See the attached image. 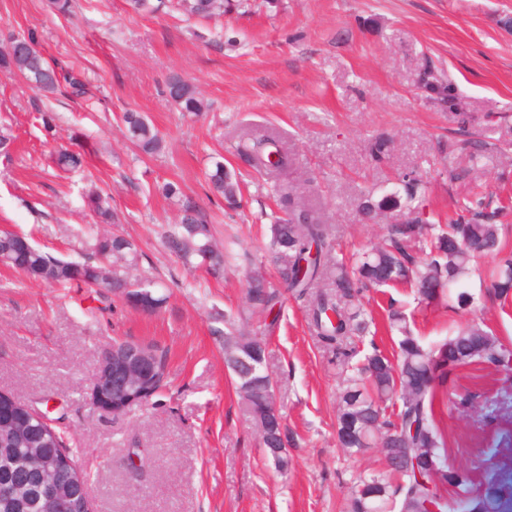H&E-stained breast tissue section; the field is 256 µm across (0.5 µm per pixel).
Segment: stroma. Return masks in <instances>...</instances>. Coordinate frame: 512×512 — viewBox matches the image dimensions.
<instances>
[{"instance_id":"obj_1","label":"stroma","mask_w":512,"mask_h":512,"mask_svg":"<svg viewBox=\"0 0 512 512\" xmlns=\"http://www.w3.org/2000/svg\"><path fill=\"white\" fill-rule=\"evenodd\" d=\"M34 32L42 54L80 72L97 94L88 102L44 96L0 74V127L15 142L0 152V229L31 233L68 256L96 218L81 195L97 186L112 199L140 267L165 295L154 312L85 288L65 290L0 267V391L47 412L71 438L87 475L92 512H346L352 481L384 469L377 450L349 456L337 442L341 376L311 334L305 308L282 296L268 367L288 438V472H276L243 415L212 316L244 307L245 273L275 278L267 251L280 175L240 163V138L272 137L312 181L305 204L331 229V253L348 257L382 242L395 214L364 222L362 191L383 193L402 176L425 185L431 222H446L482 199L496 210L512 199V0H252L244 14L184 21L176 12L131 11L125 0H74L69 14L46 0H0V46ZM458 94L443 111L420 87L424 68ZM193 83L208 108L195 116L163 95L172 74ZM146 114L165 140L152 157L123 137L127 110ZM43 111L57 116L45 135ZM389 152L374 161L372 141ZM86 151L83 172L54 170L59 148ZM242 172V206L210 196L215 157ZM166 181L211 216L217 244L233 243L224 272L187 270L162 244L177 208L157 190ZM493 256L469 282L474 308L420 302L413 287L371 288L363 303L376 334L363 351L393 355L386 310L414 320L435 345L469 322L512 347V297L489 293ZM151 343L167 354L168 389L159 404L118 417L90 414L87 398L101 347L112 338ZM437 410L449 466L482 483L499 474L498 498L512 512V369L475 362L448 373Z\"/></svg>"}]
</instances>
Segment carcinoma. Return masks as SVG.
I'll return each mask as SVG.
<instances>
[{"instance_id":"obj_1","label":"carcinoma","mask_w":512,"mask_h":512,"mask_svg":"<svg viewBox=\"0 0 512 512\" xmlns=\"http://www.w3.org/2000/svg\"><path fill=\"white\" fill-rule=\"evenodd\" d=\"M249 0H173V7L187 18L213 19L245 9ZM0 73L19 76L44 94H54L66 84L71 95L89 94L86 83L73 73H61L36 48L33 35H14L0 50ZM424 91L442 109L457 112L460 100L454 89L426 70L421 78ZM167 100L179 111L200 113L206 104L196 87L175 74L166 84ZM126 138L145 156L163 149V138L141 112L123 113ZM238 155L256 169L282 173L290 168L288 154L274 140L248 139L238 146ZM53 163L64 172L84 167L80 153L60 149ZM210 192L224 199L230 208L241 203L239 174L224 162L213 160L206 173ZM419 180L404 181L403 191L392 190L376 198L363 196L359 207L368 220L394 212L401 220L388 227L385 242L358 254L346 262L331 263L330 229L320 214L298 203L297 186L285 178L276 188V202L282 216L271 224L270 251L277 266L280 283L297 298L309 301L308 325L317 342L336 359L345 372L344 388L336 414L339 443L351 455H363L375 448L390 459L391 444L403 436V447L424 463L422 478L415 472L397 471L360 474L353 480L347 512H427L434 506L439 512H489L494 498L495 480L488 476L485 492L473 489L470 476L446 463L445 442L439 430L436 406L440 387L448 377V352L461 356L457 366L485 361L497 366H512V350L491 331L472 322L460 327L445 341L426 346L412 328L407 314L388 309L390 330L396 338L397 358L390 359L373 348L358 365L352 364L359 350L355 339L369 333L370 323L359 302L363 289L412 283L419 299L443 303L465 310L475 297L466 288L478 263L501 251V225L495 213L482 204L466 207L448 225L432 224L421 217ZM162 193L180 202L175 223L164 231L168 248L183 262L218 272L224 255L214 242L213 223L182 187L166 182ZM85 205L101 224H117L109 197L91 189ZM423 257L414 255V252ZM0 264L24 278L67 288L83 284L97 294L112 292L144 311L162 306L166 297L156 295L155 279L139 272L138 248L123 234L92 228L81 238L78 258H59L43 251L32 238L20 232H0ZM512 258L499 261L490 274L493 294L508 298L512 278ZM282 293L259 270L247 275V311L267 312L281 304ZM214 320L224 328L213 334L224 339V363L236 378L242 412L256 431L266 438L264 446L286 447L283 424L272 414L276 406L277 381L267 369L268 348L264 337L273 333L277 320L264 323L263 329L246 333L238 327L242 312L216 313ZM155 365L154 380L147 390L146 403L163 396L168 387L166 356L153 344L144 345ZM68 470L72 481L61 483L62 497L75 498L69 512H87L83 495L85 474L78 467L67 440L58 428L40 422L35 409L21 402L15 405L13 426L0 428V481H14L15 492L0 498V512H57L40 499L38 486L60 483L61 472ZM453 492L443 495L444 486Z\"/></svg>"}]
</instances>
